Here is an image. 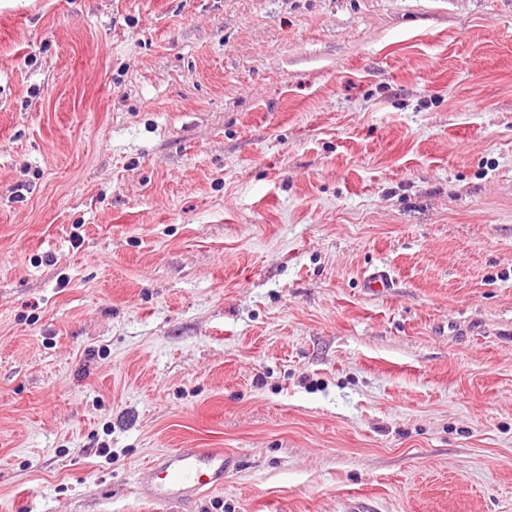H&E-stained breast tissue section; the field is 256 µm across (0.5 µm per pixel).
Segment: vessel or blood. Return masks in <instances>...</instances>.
Instances as JSON below:
<instances>
[{
    "label": "vessel or blood",
    "instance_id": "1",
    "mask_svg": "<svg viewBox=\"0 0 512 512\" xmlns=\"http://www.w3.org/2000/svg\"><path fill=\"white\" fill-rule=\"evenodd\" d=\"M363 286L369 293L385 294L394 280L389 270L375 268L365 273ZM235 465V457L220 448H175L150 463L151 478L139 485V496L155 505L186 508L223 487L225 474Z\"/></svg>",
    "mask_w": 512,
    "mask_h": 512
}]
</instances>
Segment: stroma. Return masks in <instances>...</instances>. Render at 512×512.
<instances>
[{"mask_svg": "<svg viewBox=\"0 0 512 512\" xmlns=\"http://www.w3.org/2000/svg\"><path fill=\"white\" fill-rule=\"evenodd\" d=\"M175 448L512 512V0H0V512ZM394 285L393 277L386 268H373L363 277L364 288L372 294H386L394 288Z\"/></svg>", "mask_w": 512, "mask_h": 512, "instance_id": "stroma-1", "label": "stroma"}]
</instances>
